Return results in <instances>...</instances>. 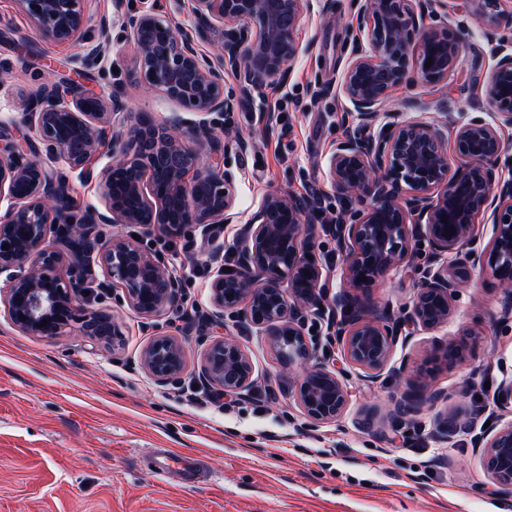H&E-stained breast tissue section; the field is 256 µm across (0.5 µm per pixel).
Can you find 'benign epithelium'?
<instances>
[{
	"label": "benign epithelium",
	"instance_id": "7a95c632",
	"mask_svg": "<svg viewBox=\"0 0 512 512\" xmlns=\"http://www.w3.org/2000/svg\"><path fill=\"white\" fill-rule=\"evenodd\" d=\"M17 2L48 41L69 39L83 24L80 0ZM191 2L197 25L190 32L153 10L127 16L136 73L149 88L196 113L222 112L229 119L242 99L262 95L270 79H286L298 52L295 34L313 0ZM469 2L491 26L504 23L502 0ZM353 3L356 35L341 90L352 104L345 121L354 128L336 143L330 159V181L342 207L322 229L343 255L346 280L355 290L394 267H413L412 241L426 242L429 253L411 307L397 321L357 294H331L330 276L305 250L310 216L321 211L318 193L266 195L236 233L234 272H223L220 252L211 254V320L221 328L224 311L239 310L268 338L283 367L306 365L294 397L313 425L341 419L348 389L336 370L311 363L315 349L303 333L306 313L327 317L328 342L338 343L345 362L371 378L388 365L403 324L425 330L448 326L453 300L483 254L500 286L512 288V180H501L496 168L509 146L505 130L512 129V39L488 36L497 64L486 95L499 124L471 120L457 126L451 140L426 122L387 123L371 134L391 90L410 76L413 39L419 38L416 74L431 87L448 81L458 47L446 34L421 29L432 0ZM217 23L224 28V53L215 65L200 53L198 41ZM429 59L433 65L427 68ZM226 71L235 74L237 90H225ZM34 100L29 121L48 161L26 157L17 140L0 153V305L11 324L28 335L77 331L94 343L111 344L119 330L112 312L91 307L97 290L121 289L128 306L149 318L175 306L179 291L176 277L138 242L108 234L105 227L137 224L170 232L188 224L209 230L232 223L225 146L210 127L179 117L162 124L140 121L128 145L114 125L122 102L72 83L47 82ZM108 125L112 154L122 159L104 171L102 207L77 216L67 187L47 162L88 168L99 157ZM202 148L208 150L205 164ZM486 214L493 231L485 252H464ZM5 244L9 249H1ZM464 357V345L450 342L430 353L419 374L431 377ZM141 360L159 383L185 368L184 349L173 336L152 338ZM201 376L223 392L241 394L251 384L252 363L239 343L219 335L206 345ZM441 398L428 387L410 388L398 412H410L421 399ZM495 403L512 407V377L501 381ZM481 415L479 410L463 420L443 419L441 437L453 429L474 431ZM475 448L486 474L512 490V423L481 429Z\"/></svg>",
	"mask_w": 512,
	"mask_h": 512
}]
</instances>
